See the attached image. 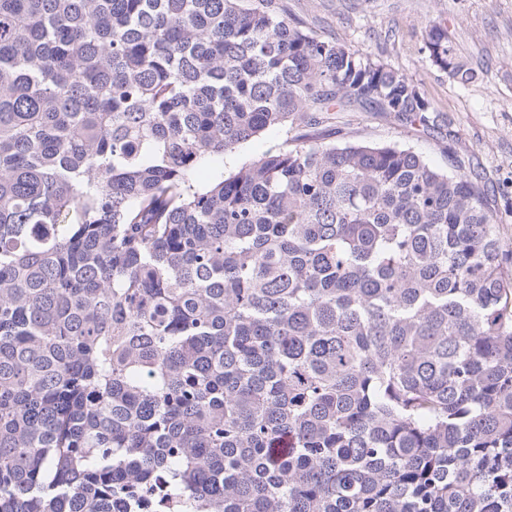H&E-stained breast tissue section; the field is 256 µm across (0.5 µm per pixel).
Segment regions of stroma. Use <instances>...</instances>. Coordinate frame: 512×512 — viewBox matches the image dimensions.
I'll use <instances>...</instances> for the list:
<instances>
[{
    "instance_id": "35a3bbf8",
    "label": "stroma",
    "mask_w": 512,
    "mask_h": 512,
    "mask_svg": "<svg viewBox=\"0 0 512 512\" xmlns=\"http://www.w3.org/2000/svg\"><path fill=\"white\" fill-rule=\"evenodd\" d=\"M291 21L337 39L411 78L448 119L442 130L402 127L380 112H341L327 128L412 149L434 167L453 171L456 159L474 170L499 234L512 250V197L499 187L512 178V0H278ZM440 20L469 66L462 85L433 65L425 50L426 24Z\"/></svg>"
}]
</instances>
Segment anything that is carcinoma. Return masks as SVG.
Masks as SVG:
<instances>
[{
  "mask_svg": "<svg viewBox=\"0 0 512 512\" xmlns=\"http://www.w3.org/2000/svg\"><path fill=\"white\" fill-rule=\"evenodd\" d=\"M355 110L448 126L276 0H0V512H512L498 215ZM284 139L285 136L282 132L277 130L268 131L262 138L247 146L239 154L232 157L214 158L210 163V168L216 171H224L225 174H228L235 165L259 155L271 147L281 145Z\"/></svg>",
  "mask_w": 512,
  "mask_h": 512,
  "instance_id": "obj_1",
  "label": "carcinoma"
}]
</instances>
